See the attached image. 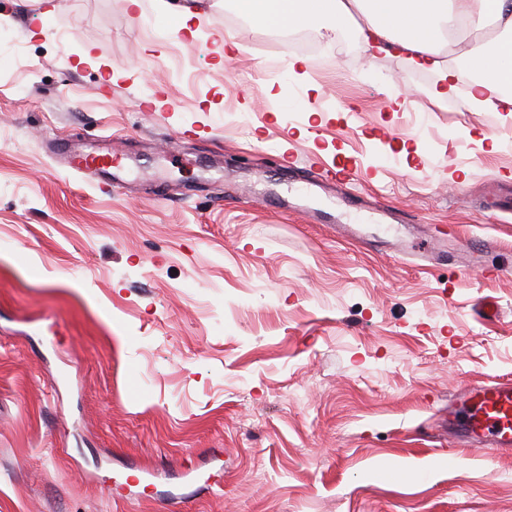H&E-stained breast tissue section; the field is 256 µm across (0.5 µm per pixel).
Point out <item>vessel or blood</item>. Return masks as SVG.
I'll list each match as a JSON object with an SVG mask.
<instances>
[{
    "label": "vessel or blood",
    "instance_id": "vessel-or-blood-1",
    "mask_svg": "<svg viewBox=\"0 0 512 512\" xmlns=\"http://www.w3.org/2000/svg\"><path fill=\"white\" fill-rule=\"evenodd\" d=\"M119 161L111 150L71 152L67 155L69 172L84 177H108ZM363 173L355 166L322 168L318 180L322 183L351 184L361 181ZM464 415L450 413L457 429L456 438L462 445L488 448L506 454L512 452V382L490 380L463 389L457 398Z\"/></svg>",
    "mask_w": 512,
    "mask_h": 512
}]
</instances>
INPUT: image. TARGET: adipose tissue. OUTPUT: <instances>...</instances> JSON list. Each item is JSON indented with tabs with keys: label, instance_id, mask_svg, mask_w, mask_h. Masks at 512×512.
I'll list each match as a JSON object with an SVG mask.
<instances>
[{
	"label": "adipose tissue",
	"instance_id": "adipose-tissue-1",
	"mask_svg": "<svg viewBox=\"0 0 512 512\" xmlns=\"http://www.w3.org/2000/svg\"><path fill=\"white\" fill-rule=\"evenodd\" d=\"M238 7L260 26L297 30L322 17L339 32L355 27L365 50L394 51L413 65L439 70L432 95L438 103L454 90L452 72L440 59L443 47L493 28L496 43L467 51L465 63L478 74L469 94L488 112L512 106V0H238Z\"/></svg>",
	"mask_w": 512,
	"mask_h": 512
}]
</instances>
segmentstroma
<instances>
[{
  "label": "stroma",
  "mask_w": 512,
  "mask_h": 512,
  "mask_svg": "<svg viewBox=\"0 0 512 512\" xmlns=\"http://www.w3.org/2000/svg\"><path fill=\"white\" fill-rule=\"evenodd\" d=\"M180 2L188 40L154 0H0V512H512V455L437 427L512 377V211L482 221L512 116L323 23L286 50ZM342 158L364 180L313 185ZM444 224L447 261L396 250ZM119 161L112 154V149L91 152H68L67 170L73 174H82L84 177H108L112 180V167H117Z\"/></svg>",
  "instance_id": "35a3bbf8"
}]
</instances>
